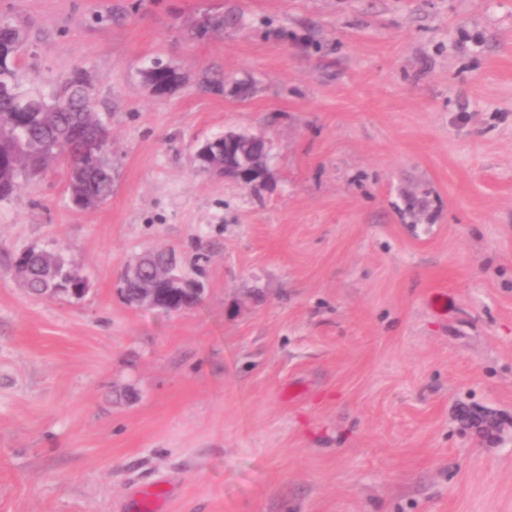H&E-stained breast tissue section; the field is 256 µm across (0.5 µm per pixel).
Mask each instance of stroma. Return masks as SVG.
I'll return each mask as SVG.
<instances>
[{
	"mask_svg": "<svg viewBox=\"0 0 512 512\" xmlns=\"http://www.w3.org/2000/svg\"><path fill=\"white\" fill-rule=\"evenodd\" d=\"M208 14L231 22L195 36ZM1 22L27 86L88 74L115 183L76 212L59 167L0 201V249L89 281L36 298L0 267V512L151 488L162 512H512V0H0ZM156 60L183 77L164 99ZM227 130L270 141L267 188L193 167ZM148 249L197 305L124 303Z\"/></svg>",
	"mask_w": 512,
	"mask_h": 512,
	"instance_id": "1",
	"label": "stroma"
}]
</instances>
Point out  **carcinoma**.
Returning <instances> with one entry per match:
<instances>
[{
	"label": "carcinoma",
	"mask_w": 512,
	"mask_h": 512,
	"mask_svg": "<svg viewBox=\"0 0 512 512\" xmlns=\"http://www.w3.org/2000/svg\"><path fill=\"white\" fill-rule=\"evenodd\" d=\"M24 40L20 29L0 27V200L12 196L20 182L62 164L71 208L95 209L112 195V137L92 102H84L91 98L89 80L76 69L50 94L25 89L23 75L11 60V51ZM148 71L173 87L181 81L175 69L160 61ZM171 256L146 251L145 276ZM10 264L23 271L24 287L37 297H71V289L80 293L88 287L81 270L52 250L30 249Z\"/></svg>",
	"instance_id": "carcinoma-1"
}]
</instances>
